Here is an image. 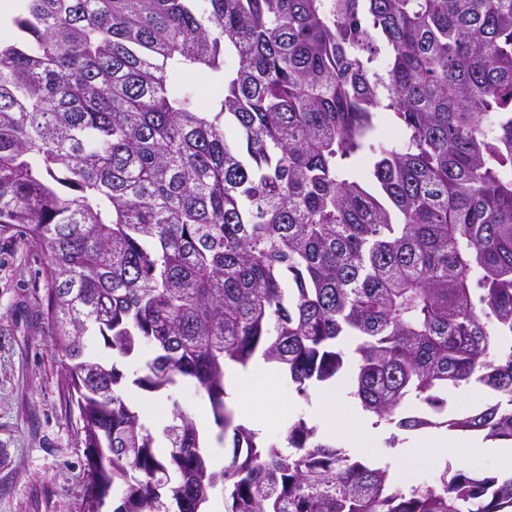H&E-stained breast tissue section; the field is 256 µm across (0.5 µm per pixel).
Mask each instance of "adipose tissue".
<instances>
[{
    "label": "adipose tissue",
    "mask_w": 512,
    "mask_h": 512,
    "mask_svg": "<svg viewBox=\"0 0 512 512\" xmlns=\"http://www.w3.org/2000/svg\"><path fill=\"white\" fill-rule=\"evenodd\" d=\"M225 372L242 412H249L253 403L261 401L275 402L281 409H289L287 395L264 361H256L246 372L231 365L226 367ZM315 408L324 422L326 439L347 434L352 455H361L376 437L372 417L356 405L347 391L320 394ZM410 445L424 449L430 455L454 453L468 465L490 460L503 476L512 477V444L508 442L492 447L478 437L455 439L441 434H426L411 440Z\"/></svg>",
    "instance_id": "ef3b65f1"
}]
</instances>
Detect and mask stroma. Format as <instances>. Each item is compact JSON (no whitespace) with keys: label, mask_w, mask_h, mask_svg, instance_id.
Listing matches in <instances>:
<instances>
[{"label":"stroma","mask_w":512,"mask_h":512,"mask_svg":"<svg viewBox=\"0 0 512 512\" xmlns=\"http://www.w3.org/2000/svg\"><path fill=\"white\" fill-rule=\"evenodd\" d=\"M45 257L17 232H0V512H82L86 448L78 410L68 400L60 356L44 309ZM135 408L171 412L202 407L200 445L211 454L218 431L194 384L150 393L129 387Z\"/></svg>","instance_id":"35a3bbf8"}]
</instances>
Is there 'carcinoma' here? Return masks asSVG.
I'll use <instances>...</instances> for the list:
<instances>
[{
	"label": "carcinoma",
	"mask_w": 512,
	"mask_h": 512,
	"mask_svg": "<svg viewBox=\"0 0 512 512\" xmlns=\"http://www.w3.org/2000/svg\"><path fill=\"white\" fill-rule=\"evenodd\" d=\"M12 25L0 231L45 256L83 512H203L218 484L226 512H512V479L395 487L302 418L263 446L224 387L257 353L300 394L346 372L415 430L408 396L473 380L501 401L448 428L512 440V0H18ZM93 332L154 353L132 385L206 393L222 469L176 402L156 451Z\"/></svg>",
	"instance_id": "1"
}]
</instances>
